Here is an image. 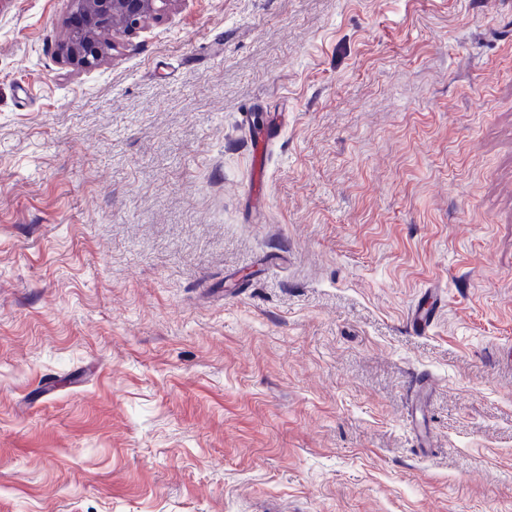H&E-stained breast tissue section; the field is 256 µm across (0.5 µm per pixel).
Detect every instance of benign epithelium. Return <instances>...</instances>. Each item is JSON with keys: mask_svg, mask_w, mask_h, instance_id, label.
I'll return each mask as SVG.
<instances>
[{"mask_svg": "<svg viewBox=\"0 0 512 512\" xmlns=\"http://www.w3.org/2000/svg\"><path fill=\"white\" fill-rule=\"evenodd\" d=\"M176 0H69L77 21L66 28L57 47V56L75 68L95 66L115 41L104 38L106 31L132 34L158 22Z\"/></svg>", "mask_w": 512, "mask_h": 512, "instance_id": "obj_1", "label": "benign epithelium"}]
</instances>
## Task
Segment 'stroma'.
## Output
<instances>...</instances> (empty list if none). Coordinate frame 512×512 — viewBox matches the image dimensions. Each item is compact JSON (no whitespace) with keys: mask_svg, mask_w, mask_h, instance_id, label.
Masks as SVG:
<instances>
[{"mask_svg":"<svg viewBox=\"0 0 512 512\" xmlns=\"http://www.w3.org/2000/svg\"><path fill=\"white\" fill-rule=\"evenodd\" d=\"M69 15L0 0V512H512V0ZM77 21L67 27L57 47V56L75 68H92L110 50L115 41L105 32L127 35L158 22L167 15L176 0H70Z\"/></svg>","mask_w":512,"mask_h":512,"instance_id":"obj_1","label":"stroma"}]
</instances>
